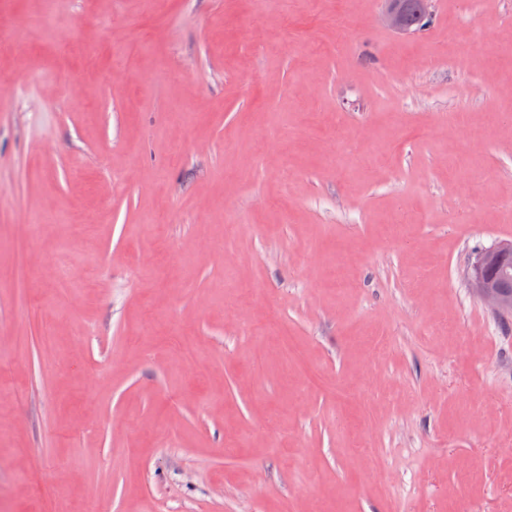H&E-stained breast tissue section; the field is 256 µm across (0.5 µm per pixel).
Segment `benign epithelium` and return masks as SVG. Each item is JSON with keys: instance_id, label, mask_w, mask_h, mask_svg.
I'll return each mask as SVG.
<instances>
[{"instance_id": "7a95c632", "label": "benign epithelium", "mask_w": 512, "mask_h": 512, "mask_svg": "<svg viewBox=\"0 0 512 512\" xmlns=\"http://www.w3.org/2000/svg\"><path fill=\"white\" fill-rule=\"evenodd\" d=\"M405 0H385L383 22L399 32H412L411 24L398 5ZM473 280L482 304L493 314L512 316V241L502 242L487 254L479 257L474 265Z\"/></svg>"}]
</instances>
